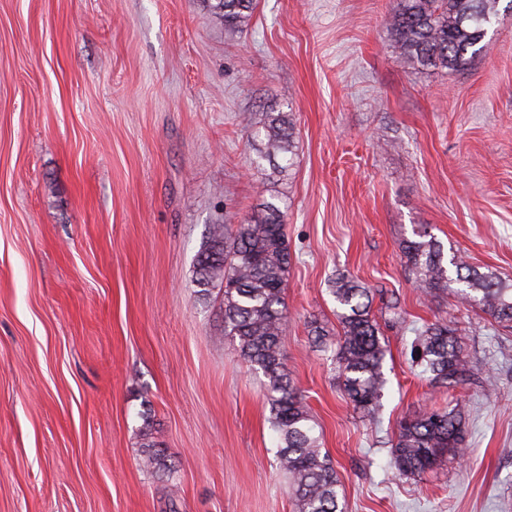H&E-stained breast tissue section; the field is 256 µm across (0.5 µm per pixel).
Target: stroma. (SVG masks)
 Wrapping results in <instances>:
<instances>
[{
	"label": "stroma",
	"instance_id": "1",
	"mask_svg": "<svg viewBox=\"0 0 512 512\" xmlns=\"http://www.w3.org/2000/svg\"><path fill=\"white\" fill-rule=\"evenodd\" d=\"M0 0V512H293L263 379L224 334L194 261L214 224L283 202L285 363L345 512H512V328L425 295L402 245L512 280V12L461 70L415 69L396 0ZM286 108L295 158L262 159L244 115ZM394 291L382 407L363 418L308 335L333 281ZM445 322L474 368L412 369L407 323ZM493 376L494 392L483 391ZM460 404L466 456L389 463L400 422ZM173 478L143 467L142 427ZM255 0H218L216 7L224 18V27L234 30L241 26L254 9Z\"/></svg>",
	"mask_w": 512,
	"mask_h": 512
}]
</instances>
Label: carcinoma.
Returning a JSON list of instances; mask_svg holds the SVG:
<instances>
[{"label": "carcinoma", "mask_w": 512, "mask_h": 512, "mask_svg": "<svg viewBox=\"0 0 512 512\" xmlns=\"http://www.w3.org/2000/svg\"><path fill=\"white\" fill-rule=\"evenodd\" d=\"M255 0H218L224 28L241 26ZM500 0H399L389 20L394 48L409 66L458 70L476 54V46L499 18ZM264 143V158L293 163L294 145L288 113L281 109L259 121L245 118ZM286 213L267 201L232 230L223 224L209 229L195 258L194 282L208 292L218 285L224 297V335L238 340L241 357L264 378L270 424L276 434L279 469L288 479L296 512H344L339 480L304 395L288 373L281 347L286 319L284 286L291 255L285 233ZM403 254L415 283L427 294L446 291L457 281L461 300L481 310L498 325L512 328V282L492 271L467 269L445 255L443 244L427 224L413 229ZM456 277H451L450 267ZM331 294L336 302L339 341L333 350L343 391L354 408L375 414L386 385L383 367L387 346L371 315L374 298L385 302L393 319L401 320L400 303L383 289L371 290L339 275ZM411 358L431 384L448 389L464 386L471 377L470 361L456 340L454 329L442 323L411 328ZM465 434L459 405L430 409L400 422L391 446V464L406 475H421L459 456ZM143 465L166 477L172 469L165 450L147 444Z\"/></svg>", "instance_id": "cac0c4a2"}]
</instances>
